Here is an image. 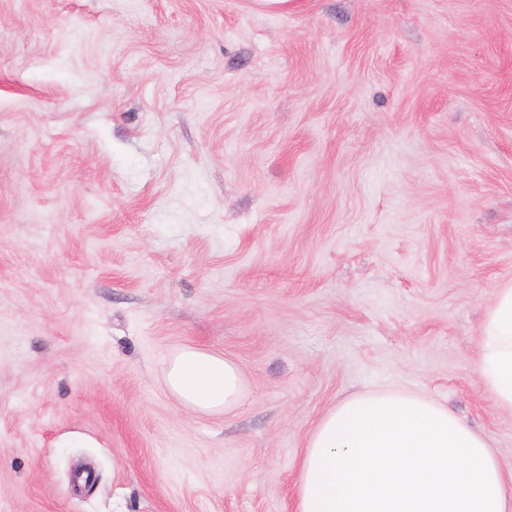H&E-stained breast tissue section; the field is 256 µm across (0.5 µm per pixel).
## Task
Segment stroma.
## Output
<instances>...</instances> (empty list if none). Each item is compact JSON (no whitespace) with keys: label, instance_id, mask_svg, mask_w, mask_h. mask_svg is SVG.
Wrapping results in <instances>:
<instances>
[{"label":"stroma","instance_id":"obj_1","mask_svg":"<svg viewBox=\"0 0 512 512\" xmlns=\"http://www.w3.org/2000/svg\"><path fill=\"white\" fill-rule=\"evenodd\" d=\"M511 282L512 0H0V512H295L377 390L511 470ZM184 347L232 411L171 394ZM480 338L484 387L499 409L512 413V285L496 289ZM170 391L202 413L232 410L243 393V373L233 360L194 348L175 354L166 367Z\"/></svg>","mask_w":512,"mask_h":512}]
</instances>
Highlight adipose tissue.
I'll return each instance as SVG.
<instances>
[{"instance_id":"ef3b65f1","label":"adipose tissue","mask_w":512,"mask_h":512,"mask_svg":"<svg viewBox=\"0 0 512 512\" xmlns=\"http://www.w3.org/2000/svg\"><path fill=\"white\" fill-rule=\"evenodd\" d=\"M484 387L512 413V285L496 289L481 326ZM170 391L202 413L243 393L233 360L194 348L166 367ZM296 512H512V472L463 419L422 395L362 392L334 405L298 461Z\"/></svg>"}]
</instances>
